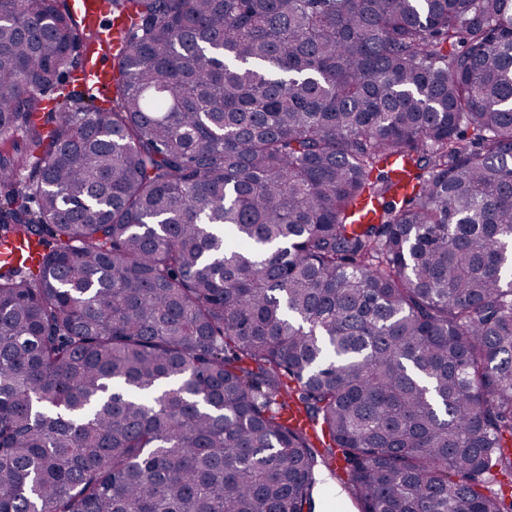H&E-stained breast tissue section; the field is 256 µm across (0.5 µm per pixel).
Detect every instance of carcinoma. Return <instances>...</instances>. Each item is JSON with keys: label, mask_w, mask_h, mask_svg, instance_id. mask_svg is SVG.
I'll list each match as a JSON object with an SVG mask.
<instances>
[{"label": "carcinoma", "mask_w": 512, "mask_h": 512, "mask_svg": "<svg viewBox=\"0 0 512 512\" xmlns=\"http://www.w3.org/2000/svg\"><path fill=\"white\" fill-rule=\"evenodd\" d=\"M0 0V512H512V0ZM73 11L82 17L84 28L90 26L95 40L87 52L81 68L70 76V80L82 86L91 94L101 95L112 85V67L103 57L110 58L112 53L123 45L122 31L125 23L112 15L109 0H70ZM101 45L102 50L98 49ZM338 476L324 468L318 472V483L314 489L315 512H357L352 498L345 488L343 473ZM336 488L339 492L336 494Z\"/></svg>", "instance_id": "obj_1"}]
</instances>
